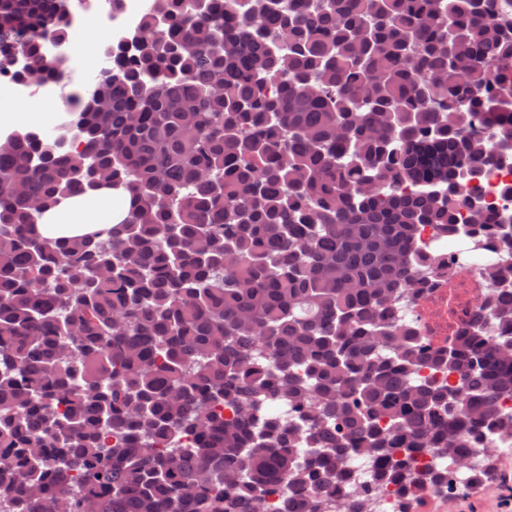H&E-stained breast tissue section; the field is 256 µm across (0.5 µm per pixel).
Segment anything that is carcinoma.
Instances as JSON below:
<instances>
[{
    "label": "carcinoma",
    "instance_id": "cac0c4a2",
    "mask_svg": "<svg viewBox=\"0 0 512 512\" xmlns=\"http://www.w3.org/2000/svg\"><path fill=\"white\" fill-rule=\"evenodd\" d=\"M150 0L70 91L59 0H0V79L57 134L0 142V498L20 512H366L373 481L490 478L512 293L430 349L395 314L415 243L485 201L512 143L505 0ZM110 186L127 217L40 235ZM431 364L457 377L415 380ZM474 440L481 448H468ZM453 451L463 471L416 467Z\"/></svg>",
    "mask_w": 512,
    "mask_h": 512
}]
</instances>
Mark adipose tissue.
Wrapping results in <instances>:
<instances>
[{"instance_id": "ef3b65f1", "label": "adipose tissue", "mask_w": 512, "mask_h": 512, "mask_svg": "<svg viewBox=\"0 0 512 512\" xmlns=\"http://www.w3.org/2000/svg\"><path fill=\"white\" fill-rule=\"evenodd\" d=\"M128 209L127 193L103 188L62 200L45 213L38 229L50 238H69L106 230L120 223Z\"/></svg>"}]
</instances>
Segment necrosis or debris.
Returning <instances> with one entry per match:
<instances>
[{
	"instance_id": "obj_1",
	"label": "necrosis or debris",
	"mask_w": 512,
	"mask_h": 512,
	"mask_svg": "<svg viewBox=\"0 0 512 512\" xmlns=\"http://www.w3.org/2000/svg\"><path fill=\"white\" fill-rule=\"evenodd\" d=\"M147 7L146 0H73L76 22L96 18L109 30L135 25ZM475 225L447 239L431 227H424L417 249L419 261L428 265L406 299L400 303L407 325L433 348L448 343L449 337L463 334L480 310L494 306L497 291L482 272V265L498 261L496 241H488L485 251L472 253L470 239L478 235Z\"/></svg>"
}]
</instances>
